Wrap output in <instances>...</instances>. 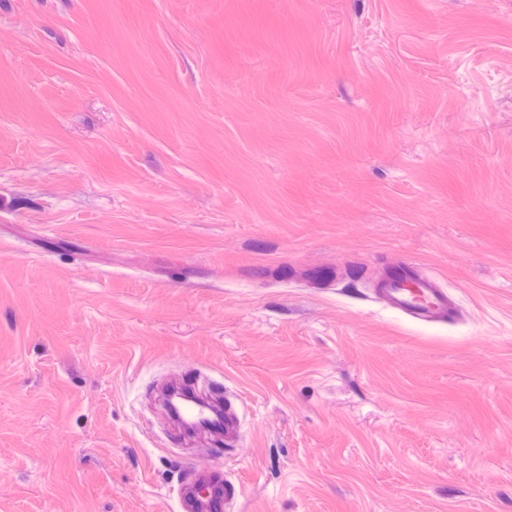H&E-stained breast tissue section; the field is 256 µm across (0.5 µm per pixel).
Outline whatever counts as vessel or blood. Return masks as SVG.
I'll return each instance as SVG.
<instances>
[{
  "label": "vessel or blood",
  "instance_id": "obj_1",
  "mask_svg": "<svg viewBox=\"0 0 512 512\" xmlns=\"http://www.w3.org/2000/svg\"><path fill=\"white\" fill-rule=\"evenodd\" d=\"M388 307L423 322H449L457 317L454 300L435 275L420 272L411 259L384 269L376 288ZM234 494L230 481L219 471L200 465L179 490L181 512H226Z\"/></svg>",
  "mask_w": 512,
  "mask_h": 512
}]
</instances>
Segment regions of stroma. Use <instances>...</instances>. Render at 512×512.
Masks as SVG:
<instances>
[{"instance_id":"35a3bbf8","label":"stroma","mask_w":512,"mask_h":512,"mask_svg":"<svg viewBox=\"0 0 512 512\" xmlns=\"http://www.w3.org/2000/svg\"><path fill=\"white\" fill-rule=\"evenodd\" d=\"M434 271L458 317L377 299ZM240 419L189 445L159 387ZM512 512V0H0V512ZM234 494L230 481L219 471L199 465L179 490L182 512H224Z\"/></svg>"}]
</instances>
